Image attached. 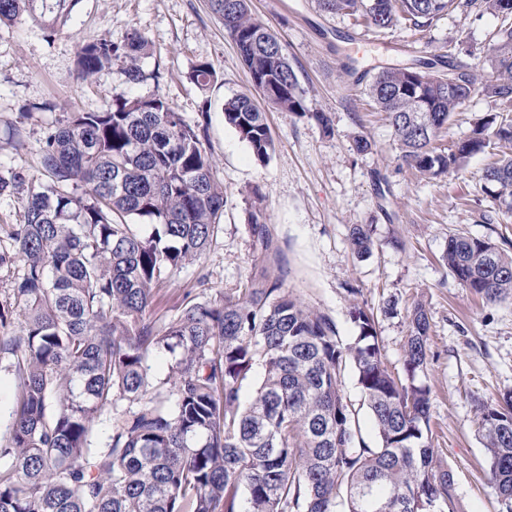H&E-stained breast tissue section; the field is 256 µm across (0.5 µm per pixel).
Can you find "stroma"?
I'll return each instance as SVG.
<instances>
[{
  "label": "stroma",
  "instance_id": "35a3bbf8",
  "mask_svg": "<svg viewBox=\"0 0 512 512\" xmlns=\"http://www.w3.org/2000/svg\"><path fill=\"white\" fill-rule=\"evenodd\" d=\"M250 7L283 43L309 108L305 116L267 111L274 143L267 162H257L224 121L225 99L252 86L211 0H78L55 31L26 15L0 26V175L38 174L40 142L64 113L111 111L119 94L161 97L187 123L205 122L203 146L224 187V214L201 259L159 292L153 318L177 316L188 291L204 302L246 283L261 253L250 231L253 195L261 193L277 249L275 273L305 306L335 323L343 343L358 334L354 305L374 308L385 363L402 370L410 314L415 304L424 305L431 325L432 445L453 473L455 512H502L477 433L476 404L512 391V300L482 303L441 257L452 229L512 253V215L499 212L480 190L490 152L438 178L418 177L366 91L383 68L450 51L474 69L485 68L499 21L474 9L444 16L423 32L400 25L377 33L353 17L323 12L317 0H251ZM133 30L150 46L141 83L129 85L118 61L91 82L78 79L76 56L85 41L109 38L119 45ZM200 62L216 72L205 91L189 78ZM495 108L492 100L473 98L454 112L437 146L452 147L470 132L476 113ZM318 112L329 126L315 120ZM360 138L370 142L369 151H357ZM355 224L377 227L378 245L363 260L349 247ZM395 238L402 248L392 246ZM391 300L396 307L385 312Z\"/></svg>",
  "mask_w": 512,
  "mask_h": 512
}]
</instances>
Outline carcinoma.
Here are the masks:
<instances>
[{"mask_svg":"<svg viewBox=\"0 0 512 512\" xmlns=\"http://www.w3.org/2000/svg\"><path fill=\"white\" fill-rule=\"evenodd\" d=\"M386 30L416 31L444 14L482 8L501 18L487 76L448 54V72L388 67L367 91L387 114L401 157L434 178L493 144L512 145V0H319ZM235 42L253 88L267 106L309 113L304 91L278 37L254 17L250 0H212ZM40 11L50 26L69 0H0V24ZM148 42L83 43L77 77L90 80L122 60L127 83L144 78ZM202 90L215 73L193 66ZM476 96L499 103L479 116L455 148L433 146L452 113ZM224 121L265 163L273 140L265 113L247 93L224 102ZM202 125L186 123L160 97L120 94L110 112H68L40 147L42 176H0L27 190L14 252L24 270L0 326L22 312L20 334L0 336L11 356L17 397L0 444V512H454L455 482L429 441L431 390L421 378L430 322L411 313L404 373L383 361L378 316L362 305L344 346L326 316L307 309L260 258L245 284L204 302L188 301L167 322L147 316L154 297L201 258L224 212V188L203 148ZM481 191L512 214V152L483 169ZM251 231L271 246L254 191ZM353 253L376 245L375 227L355 224ZM448 270L487 304L512 298V254L488 238L448 233ZM166 352L172 375L152 381L150 356ZM264 374L248 404L241 391L255 366ZM374 422L378 446L360 436L347 402V366ZM125 403L127 407L119 409ZM115 411L100 443L95 423ZM490 457V480L512 512V395L476 406Z\"/></svg>","mask_w":512,"mask_h":512,"instance_id":"obj_1","label":"carcinoma"}]
</instances>
